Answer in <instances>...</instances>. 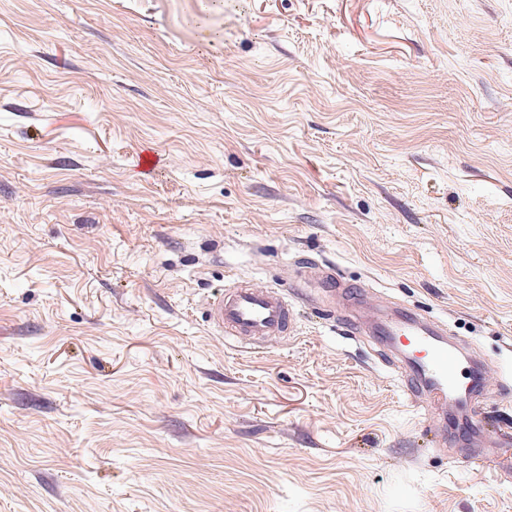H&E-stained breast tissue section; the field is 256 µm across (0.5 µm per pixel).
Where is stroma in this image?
I'll return each instance as SVG.
<instances>
[{
    "mask_svg": "<svg viewBox=\"0 0 512 512\" xmlns=\"http://www.w3.org/2000/svg\"><path fill=\"white\" fill-rule=\"evenodd\" d=\"M304 257L465 342L497 456L319 306L210 329ZM0 512H512V0H0ZM204 305L216 334L251 345L266 336L290 333L296 320L282 292L249 281L216 291Z\"/></svg>",
    "mask_w": 512,
    "mask_h": 512,
    "instance_id": "stroma-1",
    "label": "stroma"
}]
</instances>
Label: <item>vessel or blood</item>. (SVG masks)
Listing matches in <instances>:
<instances>
[{
    "mask_svg": "<svg viewBox=\"0 0 512 512\" xmlns=\"http://www.w3.org/2000/svg\"><path fill=\"white\" fill-rule=\"evenodd\" d=\"M205 308L216 334L251 345L268 336L290 333L295 323L282 292L249 281L216 291L206 299ZM372 330L386 342H406L412 351L413 357L404 367L409 397L425 396L431 405L450 403L463 412L469 400L479 394L482 378L475 368L466 367L445 325L404 308L377 320Z\"/></svg>",
    "mask_w": 512,
    "mask_h": 512,
    "instance_id": "obj_1",
    "label": "vessel or blood"
}]
</instances>
